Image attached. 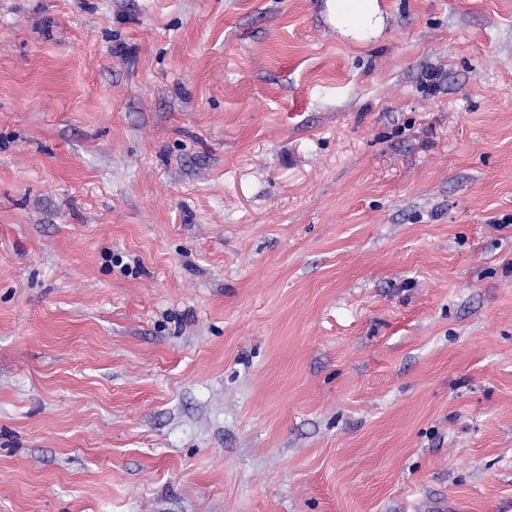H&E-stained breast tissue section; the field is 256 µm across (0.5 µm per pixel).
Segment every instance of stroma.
<instances>
[{
	"label": "stroma",
	"instance_id": "stroma-1",
	"mask_svg": "<svg viewBox=\"0 0 512 512\" xmlns=\"http://www.w3.org/2000/svg\"><path fill=\"white\" fill-rule=\"evenodd\" d=\"M378 3L0 0V512L512 502V0ZM331 12L336 27L345 36L359 38L377 33L383 25L377 0H336Z\"/></svg>",
	"mask_w": 512,
	"mask_h": 512
}]
</instances>
